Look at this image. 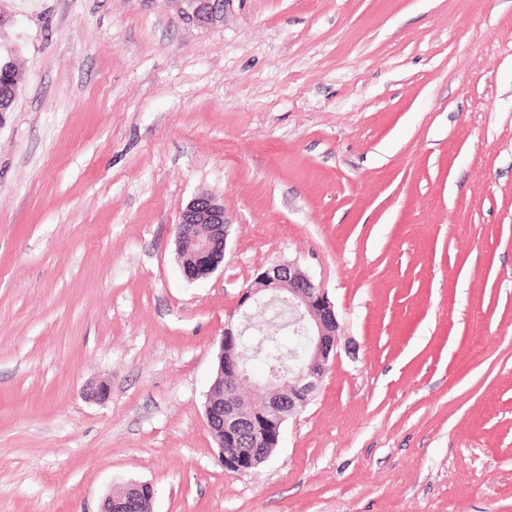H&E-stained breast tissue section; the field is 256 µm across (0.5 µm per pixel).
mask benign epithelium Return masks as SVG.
<instances>
[{"label": "benign epithelium", "instance_id": "benign-epithelium-1", "mask_svg": "<svg viewBox=\"0 0 512 512\" xmlns=\"http://www.w3.org/2000/svg\"><path fill=\"white\" fill-rule=\"evenodd\" d=\"M177 12L187 21L199 25H215L224 20L228 0H171ZM224 204L208 194L193 197L175 227V248L183 277L189 282L206 279L224 266L226 245ZM282 298L292 306L309 336L303 364L288 381L274 371L261 386L258 408L250 411L240 406L234 394L242 377V368L234 356L236 341L242 336L239 325L224 327V338L218 354L217 379L227 380L228 396L219 402L206 398L205 415L209 432L218 447L235 448L245 429L255 437L256 448L246 457L224 454V468L237 471L254 468L257 461L277 448L287 415L303 409L329 366L336 350L340 325L325 291L316 285L298 265L288 262L273 265L261 272L247 288L238 305L241 315L266 299ZM155 491L147 482L129 485L105 497L101 512H152Z\"/></svg>", "mask_w": 512, "mask_h": 512}]
</instances>
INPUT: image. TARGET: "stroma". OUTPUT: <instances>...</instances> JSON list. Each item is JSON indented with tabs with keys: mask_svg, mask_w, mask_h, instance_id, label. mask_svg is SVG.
<instances>
[{
	"mask_svg": "<svg viewBox=\"0 0 512 512\" xmlns=\"http://www.w3.org/2000/svg\"><path fill=\"white\" fill-rule=\"evenodd\" d=\"M0 52V512H512V0H0ZM199 194L229 224L191 283ZM288 261L337 358L231 472L224 325ZM187 21L199 25H216L224 20L228 0H170ZM224 204L208 194L193 197L175 227V248L183 277L206 279L224 266L226 245ZM127 489L115 495L108 494L102 505L101 512H152L151 506L155 497L153 486L147 482H135Z\"/></svg>",
	"mask_w": 512,
	"mask_h": 512,
	"instance_id": "1",
	"label": "stroma"
}]
</instances>
